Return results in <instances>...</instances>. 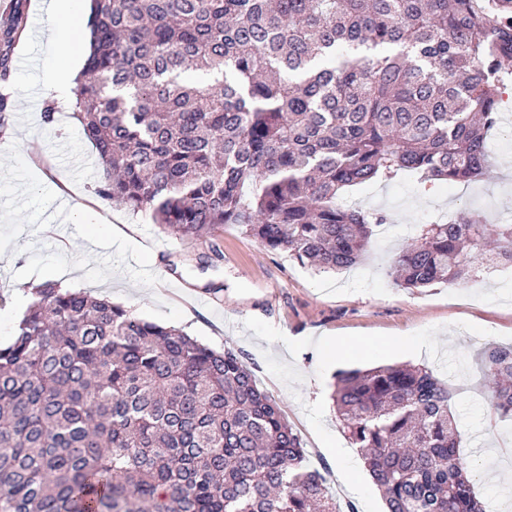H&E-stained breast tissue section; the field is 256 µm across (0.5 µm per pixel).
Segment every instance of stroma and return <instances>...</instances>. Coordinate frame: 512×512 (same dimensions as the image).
Instances as JSON below:
<instances>
[{"label":"stroma","instance_id":"stroma-1","mask_svg":"<svg viewBox=\"0 0 512 512\" xmlns=\"http://www.w3.org/2000/svg\"><path fill=\"white\" fill-rule=\"evenodd\" d=\"M52 17L27 0L28 33L16 45L8 79L14 89L0 138V344H7L28 304L31 285L56 281L123 306L141 319L186 330L215 349L239 352L260 389L278 403L310 463L340 504L384 512L365 465L363 494L339 481L337 449L349 448L331 394L338 371L408 362L448 381L477 491H512V420L496 416L484 393L478 354L489 342L512 344V275L404 289L393 283L390 258L432 218L467 214L490 224L512 220V111L492 131L493 166L469 184H428L403 174L354 188L350 201L383 214L366 259L342 271L319 270L273 252L234 224L213 241L176 237L148 214L101 199V164L70 113L54 124L41 116L42 64L53 55ZM75 209L96 212L111 236L88 240L86 225L59 218L54 191ZM218 244L223 260L200 263ZM352 337L371 351L333 358L327 342Z\"/></svg>","mask_w":512,"mask_h":512}]
</instances>
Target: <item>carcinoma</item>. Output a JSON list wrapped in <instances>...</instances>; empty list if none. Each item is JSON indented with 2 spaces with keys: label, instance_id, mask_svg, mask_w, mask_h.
I'll list each match as a JSON object with an SVG mask.
<instances>
[{
  "label": "carcinoma",
  "instance_id": "carcinoma-1",
  "mask_svg": "<svg viewBox=\"0 0 512 512\" xmlns=\"http://www.w3.org/2000/svg\"><path fill=\"white\" fill-rule=\"evenodd\" d=\"M27 27L14 0L0 79ZM73 117L95 192L181 238L237 224L338 270L384 216L345 203L401 171L485 174L512 82V0H91ZM512 259V224H421L402 288ZM0 346V512H341L299 436L232 349L46 281ZM512 419V345L486 344ZM448 383L425 366L342 370L336 417L387 512H485Z\"/></svg>",
  "mask_w": 512,
  "mask_h": 512
}]
</instances>
